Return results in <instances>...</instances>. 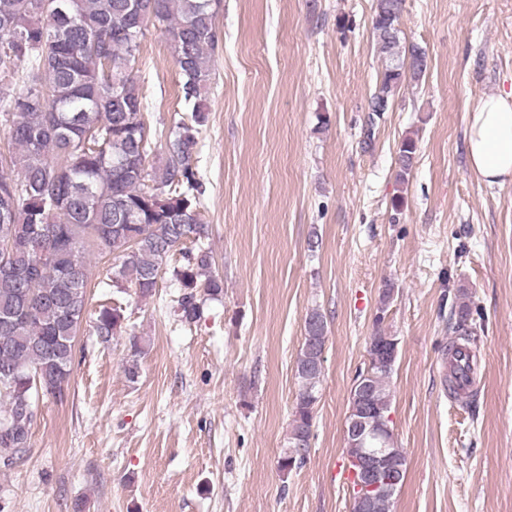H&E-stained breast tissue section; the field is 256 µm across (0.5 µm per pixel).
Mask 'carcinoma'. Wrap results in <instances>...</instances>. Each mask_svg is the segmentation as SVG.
Segmentation results:
<instances>
[{
  "label": "carcinoma",
  "mask_w": 512,
  "mask_h": 512,
  "mask_svg": "<svg viewBox=\"0 0 512 512\" xmlns=\"http://www.w3.org/2000/svg\"><path fill=\"white\" fill-rule=\"evenodd\" d=\"M221 0H0V125L12 150L0 153V434L10 435L13 462L31 447L39 402L62 399L75 359V338L88 303L89 247L113 256L110 282L150 297L167 271L178 284L179 321L200 318L202 298L216 299L224 283L211 273L204 248L209 226L191 159L197 127L207 120L206 94L218 46ZM404 0H376L372 28L385 68L368 111L387 112L406 80L424 75L423 49L403 44L398 22ZM161 26L180 69L191 123L177 122L162 168L148 169L153 140L137 58L150 27ZM22 83L13 89L15 81ZM415 140L401 141L396 181L408 182ZM449 321L453 352L471 349L476 324L469 293L459 290ZM118 309L102 304L93 322L103 344L122 332ZM296 361L299 391L288 446L278 460L286 475L309 447L317 387L324 371L327 321L313 309ZM373 401L389 417L393 367H370ZM384 449L405 481L402 449L392 429L356 443L346 438L349 468ZM358 475L348 485L350 512H391L393 496L365 492Z\"/></svg>",
  "instance_id": "carcinoma-1"
}]
</instances>
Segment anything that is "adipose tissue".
<instances>
[{
	"mask_svg": "<svg viewBox=\"0 0 512 512\" xmlns=\"http://www.w3.org/2000/svg\"><path fill=\"white\" fill-rule=\"evenodd\" d=\"M471 170L488 185L512 181V92L481 98L466 113Z\"/></svg>",
	"mask_w": 512,
	"mask_h": 512,
	"instance_id": "1",
	"label": "adipose tissue"
}]
</instances>
